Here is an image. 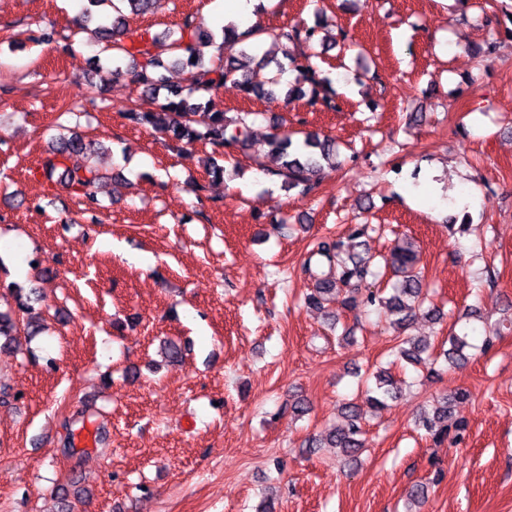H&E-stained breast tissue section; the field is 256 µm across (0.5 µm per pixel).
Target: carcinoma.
Listing matches in <instances>:
<instances>
[{"label": "carcinoma", "mask_w": 512, "mask_h": 512, "mask_svg": "<svg viewBox=\"0 0 512 512\" xmlns=\"http://www.w3.org/2000/svg\"><path fill=\"white\" fill-rule=\"evenodd\" d=\"M153 0H87L82 15L76 22L78 32L87 39L103 45V50L113 52L112 58H128L132 68L125 71L117 66H99L109 79L130 75L143 87V94L125 109L123 115L132 123L150 128L171 141L192 146L210 144L215 150L232 154L247 150L251 138L252 113H240L228 118L222 112H213L203 102L202 94L219 89L228 81L237 84L248 96L281 102L288 106L294 98H308L311 104H322L328 110H336V91L332 80L319 69L316 59L319 53L315 45L321 42L316 26L294 24L274 29H253L238 32L235 27L223 28L225 62L206 65L201 45L211 41L212 34L204 33L189 20L179 28V36H162L138 31L127 26L125 11L143 14ZM270 37L281 46L283 60L257 57L255 49L260 38ZM512 42V27L503 25L490 33L482 60L495 57L502 44ZM190 68L186 82L180 86L168 84L167 73L175 66ZM294 74L288 81V90L280 96L275 87L285 71ZM95 151V144L73 133L60 135L52 142L51 155L43 162L40 174L46 180L61 173L64 185L82 198L84 205L93 210L98 206L97 189L103 178L99 169L87 163L69 166L74 153ZM268 155L282 161L279 174L288 182V188H301L307 194L314 189L313 178L322 169V162L336 167L335 142L317 133L309 132L302 144L293 143L292 137L279 132L268 140ZM365 227L359 224L347 227L344 234L327 238L317 244L312 255L319 256L327 269L315 271L306 262L303 271L316 281L313 293L307 295L308 305L318 307L322 297L338 288L346 289L341 305L345 308L363 306L369 309L386 307L394 316L393 325L402 330L418 315H428L436 320L443 318L441 311L426 306L428 298L423 292L419 273L415 268L419 254L413 241L407 237L394 242L384 266L403 274V279L393 285L392 292L384 288H366L368 278L376 279L380 271L371 268V260L354 251V241L361 238ZM17 297L20 317L0 312V348L18 344L21 330L36 333L42 329L39 317L33 313L30 298ZM472 348L468 333L452 332L448 335V349L443 352L448 364L454 365L469 358L466 350ZM429 346L410 336L399 340L396 359L412 366L427 364L424 354ZM365 397L362 401H349L342 405L343 424L326 437L311 439L313 448H336L339 453L357 460L364 448V426L368 408H383L398 399L402 393L401 382L391 372L379 370L362 379ZM469 396L465 390H457L434 400L431 409L421 415L417 428L425 431L437 443L446 440L454 446L465 443L468 422H448L451 409L458 400Z\"/></svg>", "instance_id": "1"}]
</instances>
